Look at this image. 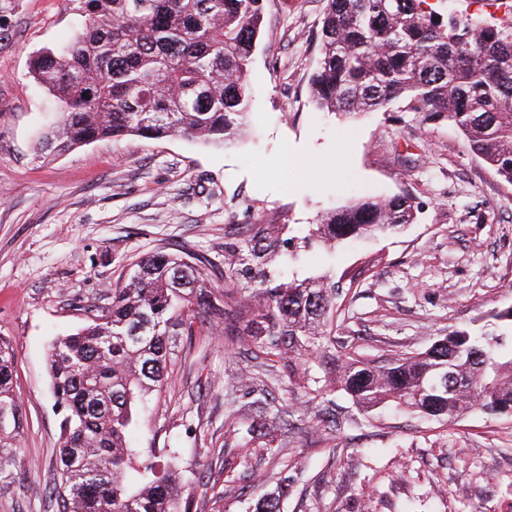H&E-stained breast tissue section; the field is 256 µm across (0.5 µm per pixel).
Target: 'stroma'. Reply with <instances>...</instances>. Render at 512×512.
I'll return each mask as SVG.
<instances>
[{
	"label": "stroma",
	"instance_id": "stroma-1",
	"mask_svg": "<svg viewBox=\"0 0 512 512\" xmlns=\"http://www.w3.org/2000/svg\"><path fill=\"white\" fill-rule=\"evenodd\" d=\"M327 0H263L250 127L234 148L187 138L101 140L54 158L52 122L32 56L85 23L78 0H0V344L9 346L23 429L0 448V512H58L61 416L46 350L158 251L210 265L236 300L262 277L326 272L338 286L336 345L388 362L512 304V186L445 123L405 101L344 121L318 110L310 77ZM288 164H281V156ZM406 194L417 223L327 248L305 228L328 208ZM278 229L263 271L224 280L230 259ZM220 311L172 349L167 386L138 440L177 448L194 512H247L287 476L283 512H512V416L471 410L449 421L381 407L363 414L331 394L335 423L224 333ZM271 389L281 419L250 455L227 447L224 414L241 377ZM232 472H225V462Z\"/></svg>",
	"mask_w": 512,
	"mask_h": 512
}]
</instances>
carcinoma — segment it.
<instances>
[{"instance_id":"1","label":"carcinoma","mask_w":512,"mask_h":512,"mask_svg":"<svg viewBox=\"0 0 512 512\" xmlns=\"http://www.w3.org/2000/svg\"><path fill=\"white\" fill-rule=\"evenodd\" d=\"M82 29L31 60L34 80L60 120L40 151L62 155L86 143L135 135L233 142L249 121V76L262 0H80ZM323 52L311 75L315 105L347 118L387 112L396 101L424 121H446L470 150L512 185V21L445 15L427 0H328ZM411 198L363 197L325 212L315 234L333 245L416 223ZM272 244L241 253L260 264ZM207 274L169 253L135 263L109 305L50 342L48 370L60 422L58 512H192L176 451L136 448L149 399L161 393L171 348L213 307ZM249 346L288 371L311 399L342 390L361 412L401 406L452 418L478 407L512 412V305L490 329L465 328L423 352L382 364L336 352V286L321 275L259 289L236 312ZM13 359L0 346V448L22 429ZM270 436L234 429L247 448ZM288 484L253 512H281Z\"/></svg>"}]
</instances>
